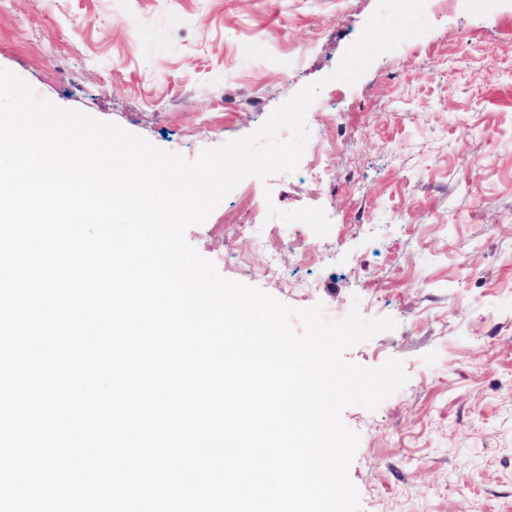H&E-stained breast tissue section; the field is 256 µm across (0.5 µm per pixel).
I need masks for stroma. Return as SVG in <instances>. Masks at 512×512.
Instances as JSON below:
<instances>
[{"label":"stroma","instance_id":"stroma-1","mask_svg":"<svg viewBox=\"0 0 512 512\" xmlns=\"http://www.w3.org/2000/svg\"><path fill=\"white\" fill-rule=\"evenodd\" d=\"M378 4L0 0V67L189 161L328 78L306 116L323 180L247 178L186 240L288 305L395 321L346 353L409 376L342 413L361 512H512V0H425L429 32L330 81ZM251 213L276 218L269 251L227 239Z\"/></svg>","mask_w":512,"mask_h":512}]
</instances>
